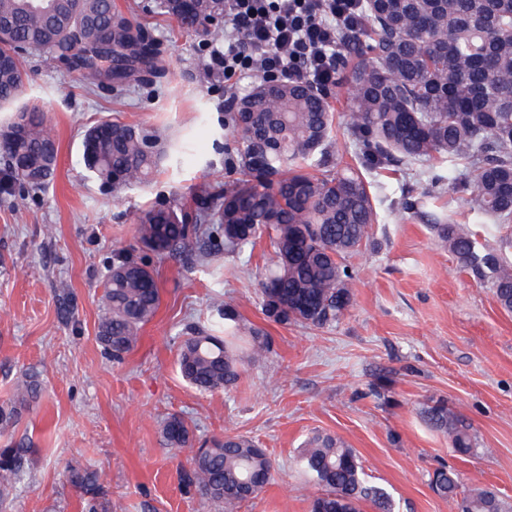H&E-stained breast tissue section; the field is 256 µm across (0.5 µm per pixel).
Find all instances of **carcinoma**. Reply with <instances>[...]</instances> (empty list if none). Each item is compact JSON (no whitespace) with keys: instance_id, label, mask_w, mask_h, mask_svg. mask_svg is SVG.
I'll return each instance as SVG.
<instances>
[{"instance_id":"obj_1","label":"carcinoma","mask_w":512,"mask_h":512,"mask_svg":"<svg viewBox=\"0 0 512 512\" xmlns=\"http://www.w3.org/2000/svg\"><path fill=\"white\" fill-rule=\"evenodd\" d=\"M151 12L176 20L186 34L223 36L224 0H155ZM365 23L348 35L360 55L348 78V130L353 164L331 141L328 94L303 81H262L236 101L227 128L241 135L237 177L215 179L192 192V208L154 205L136 217L138 249L181 256L206 240L202 256L235 252L266 237L273 248L261 272L262 311L282 325L324 327L352 302L347 258L371 239L374 196L362 169L423 162L458 173L452 193L484 224H512V0H363ZM52 56L59 68L81 73L91 90L121 93L132 83L167 80L164 42L131 19L115 0H0V107H9L28 80L26 55ZM87 169L114 193L147 183L163 160L184 149L156 129L102 121L82 141ZM57 148L36 103L14 110L0 126L4 188L29 191L54 176ZM397 212L425 223L460 269L489 288L512 312V261L487 249L446 211L427 209L425 197L403 198ZM159 289L145 258L114 253L105 283L98 339L114 360L128 353L154 316ZM224 332L190 328L180 345L182 376L203 392L226 390L244 360L271 348L263 331L242 335L236 308L224 304ZM39 394L27 376L0 404V427L16 424ZM425 419L448 435L460 453L475 436L465 419L437 401ZM161 434L170 448L192 446L191 424L170 414ZM26 448H0V512H7L27 462ZM299 462L319 492L311 512H360L370 503L393 512L383 489L368 484L356 451L331 435L316 434ZM273 463L247 436L227 432L194 450L180 473L194 492L222 512H239L269 483ZM68 481L86 498L85 512H112L95 471L70 467ZM433 490L461 512H509L488 487L460 495V478L439 469Z\"/></svg>"}]
</instances>
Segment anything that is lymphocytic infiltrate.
Wrapping results in <instances>:
<instances>
[{"mask_svg": "<svg viewBox=\"0 0 512 512\" xmlns=\"http://www.w3.org/2000/svg\"><path fill=\"white\" fill-rule=\"evenodd\" d=\"M360 2L224 0V44L212 48L209 69L228 88L256 73L333 88L345 37L363 22Z\"/></svg>", "mask_w": 512, "mask_h": 512, "instance_id": "obj_1", "label": "lymphocytic infiltrate"}]
</instances>
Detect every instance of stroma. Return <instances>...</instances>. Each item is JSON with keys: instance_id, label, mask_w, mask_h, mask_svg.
Here are the masks:
<instances>
[{"instance_id": "35a3bbf8", "label": "stroma", "mask_w": 512, "mask_h": 512, "mask_svg": "<svg viewBox=\"0 0 512 512\" xmlns=\"http://www.w3.org/2000/svg\"><path fill=\"white\" fill-rule=\"evenodd\" d=\"M117 2L151 20L172 83L133 85L111 98L31 56L22 98L46 113L57 167L44 189L0 190V402L26 373L41 387L19 421L0 430V448L31 451L11 512H85L66 480L72 465L100 473L112 512H219L180 487L192 453L164 446L161 425L171 413L191 422L195 444L230 431L272 458L273 480L240 512H310L316 490L296 459L317 433L356 450L367 481L390 494L395 512H454L431 485L443 466L464 489L493 487L512 503V313L458 269L425 224L396 215L402 196L428 191L435 206L467 223L447 168L425 163L419 177L368 173L378 246L351 257L352 305L338 323L284 326L263 315V240L211 260L152 257L158 310L122 361L105 355L98 322L114 252L134 245L139 210L185 201L191 188L224 177L238 147L224 135V101L251 87L228 90L210 76L204 41L167 17L146 16L151 0ZM106 119L153 127L191 148L162 164L148 186L113 195L82 158L85 130ZM219 301L270 336L272 349L246 363L233 389L202 392L183 379L177 353L188 326L218 320ZM436 401L470 424V453L454 451L425 422L423 408Z\"/></svg>"}]
</instances>
